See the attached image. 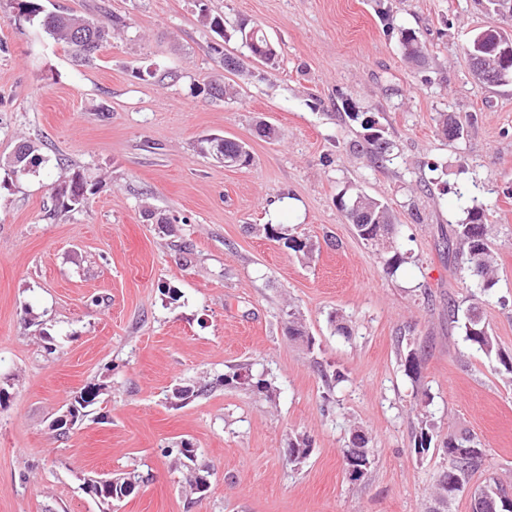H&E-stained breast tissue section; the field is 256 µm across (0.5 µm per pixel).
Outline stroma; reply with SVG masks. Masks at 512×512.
<instances>
[{
    "mask_svg": "<svg viewBox=\"0 0 512 512\" xmlns=\"http://www.w3.org/2000/svg\"><path fill=\"white\" fill-rule=\"evenodd\" d=\"M39 2L110 37L77 62L0 0V512H100L83 482L127 472L142 482L112 512H430L452 434L485 452L452 512H472L488 478L512 493V375L448 315L479 305L512 356V80L478 85L465 54L487 27L512 33V17L479 0ZM243 23L267 35L276 67L251 58ZM228 54L242 73L225 74ZM220 78L233 97L209 96ZM443 112L465 120L462 137L442 133ZM369 118L388 160L367 150ZM262 122L277 138L257 134ZM212 135L244 142L250 165L203 153ZM24 141L38 165L7 174ZM76 169L94 193L57 211L51 187ZM347 188L388 206L397 271L339 209ZM474 206L496 258L485 293L448 249ZM266 224L308 238L313 255ZM292 314L303 336L288 334ZM246 364L271 395L225 385ZM89 384L98 403L53 429ZM178 385L196 394L175 407ZM358 431L373 454L352 481ZM299 436L310 452L288 462ZM185 442L210 468L200 495L178 460ZM266 236L276 239L277 241L285 240V246L296 254H302L303 257H309L313 251V245L307 239H301L294 235H286L284 232L278 231L273 224H266L262 228Z\"/></svg>",
    "mask_w": 512,
    "mask_h": 512,
    "instance_id": "stroma-1",
    "label": "stroma"
}]
</instances>
